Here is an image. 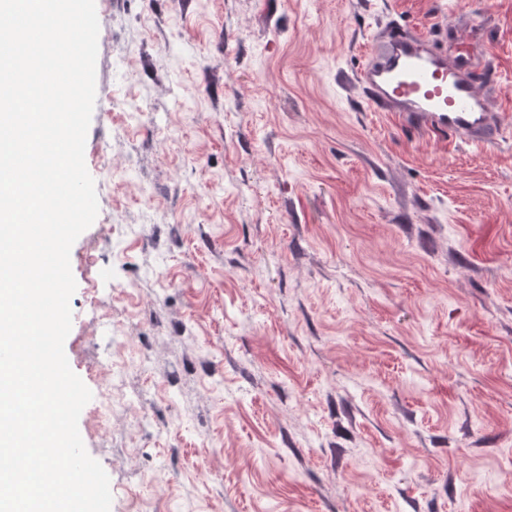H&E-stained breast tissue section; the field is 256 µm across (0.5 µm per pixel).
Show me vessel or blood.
<instances>
[{
  "label": "vessel or blood",
  "instance_id": "b4317fda",
  "mask_svg": "<svg viewBox=\"0 0 512 512\" xmlns=\"http://www.w3.org/2000/svg\"><path fill=\"white\" fill-rule=\"evenodd\" d=\"M361 81L377 111L409 117L427 132L470 143L488 142L495 133L487 99L461 68L431 50L426 35L394 32Z\"/></svg>",
  "mask_w": 512,
  "mask_h": 512
}]
</instances>
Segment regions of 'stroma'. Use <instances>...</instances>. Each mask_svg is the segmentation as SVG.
<instances>
[{
  "instance_id": "stroma-1",
  "label": "stroma",
  "mask_w": 512,
  "mask_h": 512,
  "mask_svg": "<svg viewBox=\"0 0 512 512\" xmlns=\"http://www.w3.org/2000/svg\"><path fill=\"white\" fill-rule=\"evenodd\" d=\"M95 4L64 351L111 512H512V0ZM396 24L470 59L497 140L370 108Z\"/></svg>"
}]
</instances>
